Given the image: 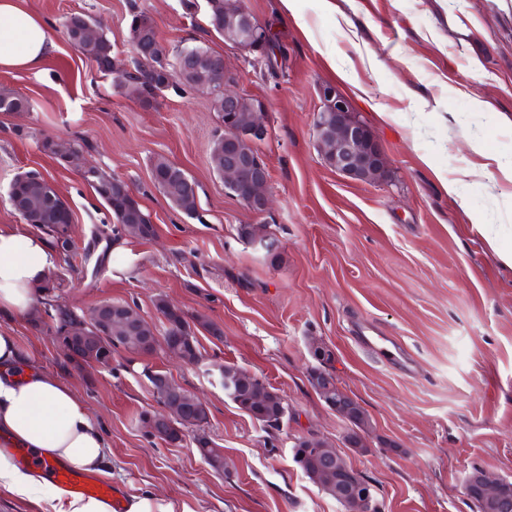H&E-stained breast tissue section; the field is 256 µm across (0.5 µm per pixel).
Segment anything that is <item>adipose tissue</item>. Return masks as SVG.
I'll return each instance as SVG.
<instances>
[{
  "mask_svg": "<svg viewBox=\"0 0 512 512\" xmlns=\"http://www.w3.org/2000/svg\"><path fill=\"white\" fill-rule=\"evenodd\" d=\"M53 48L42 20L20 0H0V71L40 70ZM47 237L25 225L0 227V316L28 317L56 267ZM0 437L49 462L104 474L111 444L72 385L39 367L17 336L0 331ZM0 487L39 512H110L105 500L69 494L0 449Z\"/></svg>",
  "mask_w": 512,
  "mask_h": 512,
  "instance_id": "adipose-tissue-1",
  "label": "adipose tissue"
}]
</instances>
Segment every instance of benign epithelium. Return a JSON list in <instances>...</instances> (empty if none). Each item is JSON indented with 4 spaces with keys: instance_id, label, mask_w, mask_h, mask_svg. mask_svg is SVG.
Returning <instances> with one entry per match:
<instances>
[{
    "instance_id": "1",
    "label": "benign epithelium",
    "mask_w": 512,
    "mask_h": 512,
    "mask_svg": "<svg viewBox=\"0 0 512 512\" xmlns=\"http://www.w3.org/2000/svg\"><path fill=\"white\" fill-rule=\"evenodd\" d=\"M267 37L266 27L241 2L226 6L224 18V41L245 48L264 45ZM208 74L212 83L219 85L223 98L214 100L216 107L224 108V161L220 166L224 178V188L239 199L251 215L256 218L265 216L271 209L272 201L267 194V169L258 155L246 154L238 148V138L247 136L252 144L264 140L267 126L264 120V104L253 101L249 112L238 107L241 95L234 89L236 77L226 63L208 59ZM321 104L314 113V127L318 147L324 162L337 173L352 180L368 182L384 180L389 172V162L367 127L352 115L345 97L331 85L319 89ZM92 322L98 334H112V325L123 332L126 342L136 340L139 326L137 312L121 306L112 312L101 306L87 322L69 328V335L56 339L60 349L69 353L75 344L86 339L87 323ZM151 378L163 383L167 389L163 412L148 415L149 428L158 422H166L170 415L184 402L186 389L176 384L160 370L151 372ZM349 395L341 389L336 393L323 394L325 404L346 418L349 412ZM302 455H314L321 458L323 478L336 485V498L346 506H353L357 512H381L370 483L363 479L355 469L341 470L337 466L339 453L333 448L322 450L312 444L302 449ZM504 481L491 476L483 469L472 471L466 478L464 491L471 503H492L499 512H512V502L503 496Z\"/></svg>"
}]
</instances>
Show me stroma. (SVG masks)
Listing matches in <instances>:
<instances>
[{"label":"stroma","instance_id":"stroma-1","mask_svg":"<svg viewBox=\"0 0 512 512\" xmlns=\"http://www.w3.org/2000/svg\"><path fill=\"white\" fill-rule=\"evenodd\" d=\"M25 2L54 50L40 73L0 71V89L31 103L0 112V226L21 221L7 199L15 175L39 172L72 213L77 255L89 257L85 267L57 261L63 303L82 315L122 302L156 325L163 298L221 330L198 332L195 365L121 349L105 368L70 363L36 321L0 317V330L85 400L112 445L114 489L165 495L192 512H345L293 461L294 442L308 435L369 480L382 512H472L469 472L512 480V267L483 233L494 225L512 247V0H294L288 11L280 0H244L283 50L274 69L225 42L205 7L189 15L181 0ZM135 5L170 46L202 43L222 55L236 91L263 102L268 134L256 148L274 255L237 235L254 218L211 167L222 125L210 100L190 90L129 98L64 39L66 18L86 14L115 58L130 60ZM325 84L389 158L386 180L354 181L325 164L313 126ZM46 138L80 144L84 159L127 183L155 237L113 235L104 202L77 167L40 149ZM160 155L198 183V218L155 185ZM118 244L128 260L108 263ZM224 364L283 396L279 429L225 397ZM318 366L365 410L369 452L348 448L350 423L310 383ZM153 369L206 402L203 432L226 470L200 457L193 432L176 445L149 435L141 417L161 409Z\"/></svg>","mask_w":512,"mask_h":512}]
</instances>
